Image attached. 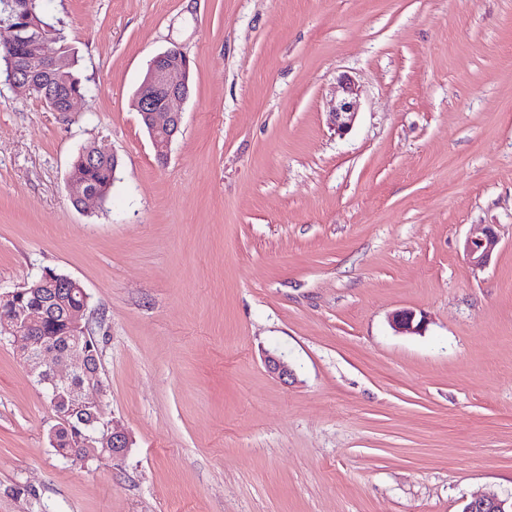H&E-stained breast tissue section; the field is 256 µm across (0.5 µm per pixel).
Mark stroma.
<instances>
[{
    "label": "stroma",
    "instance_id": "1",
    "mask_svg": "<svg viewBox=\"0 0 512 512\" xmlns=\"http://www.w3.org/2000/svg\"><path fill=\"white\" fill-rule=\"evenodd\" d=\"M90 93L0 83V287L82 282L126 456L0 341V512H463L512 496V0H52ZM190 61L166 160L132 106ZM358 88L346 135L329 124ZM93 144L111 196L75 208ZM481 224L499 244L473 269ZM425 316L415 334L390 315ZM281 356L296 379L272 376ZM341 99L336 102L333 112H329V123L338 135L347 134L353 124L356 110L357 89L350 79L340 82ZM85 149L86 147L76 156L69 172L73 180L81 183H75L69 177L67 179L69 198L76 207L93 199L102 200L105 197L104 200H106L112 191V185L116 178H114L112 168H117L119 164L118 157L113 151L95 145L88 147L90 154L87 155V158L95 159L99 158L100 155L112 156V158H100L95 163H90L85 157ZM96 186L109 187L110 189L107 193L105 189ZM498 237L492 226L485 225L480 234L471 235L465 242V254L476 270L485 269L491 262L498 245ZM506 504L505 500H500L494 494L484 495L472 500L463 512H511L512 501L509 507Z\"/></svg>",
    "mask_w": 512,
    "mask_h": 512
}]
</instances>
